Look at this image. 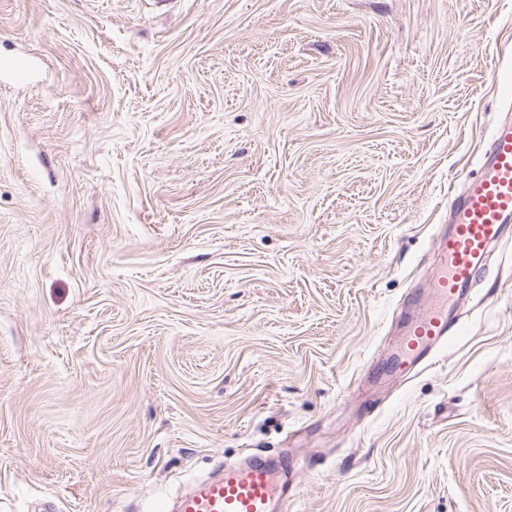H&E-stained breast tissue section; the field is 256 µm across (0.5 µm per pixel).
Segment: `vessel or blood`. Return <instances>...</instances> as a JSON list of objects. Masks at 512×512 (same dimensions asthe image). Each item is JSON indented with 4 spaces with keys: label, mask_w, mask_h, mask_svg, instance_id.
Masks as SVG:
<instances>
[{
    "label": "vessel or blood",
    "mask_w": 512,
    "mask_h": 512,
    "mask_svg": "<svg viewBox=\"0 0 512 512\" xmlns=\"http://www.w3.org/2000/svg\"><path fill=\"white\" fill-rule=\"evenodd\" d=\"M449 230L434 239V296L410 323L394 363L410 373L448 338V305L458 301L484 271L489 253L512 231V118L495 124L476 177L450 202ZM293 499L281 464L256 458L225 468L184 494L176 512H289Z\"/></svg>",
    "instance_id": "obj_1"
}]
</instances>
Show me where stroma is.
I'll use <instances>...</instances> for the list:
<instances>
[{
  "instance_id": "35a3bbf8",
  "label": "stroma",
  "mask_w": 512,
  "mask_h": 512,
  "mask_svg": "<svg viewBox=\"0 0 512 512\" xmlns=\"http://www.w3.org/2000/svg\"><path fill=\"white\" fill-rule=\"evenodd\" d=\"M0 512H512V242L401 308L512 107V0H0ZM293 497L284 467L255 458L197 485L180 497L176 512H288Z\"/></svg>"
}]
</instances>
